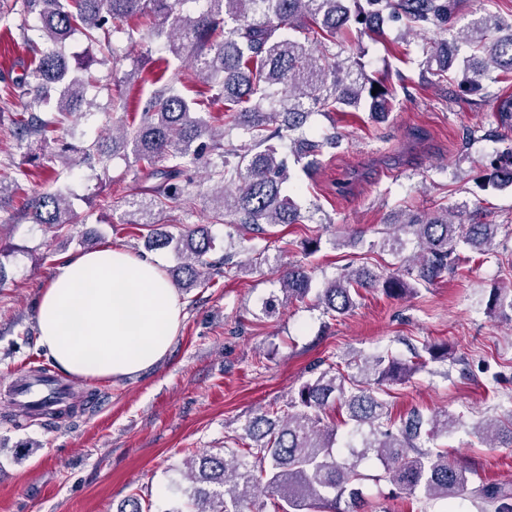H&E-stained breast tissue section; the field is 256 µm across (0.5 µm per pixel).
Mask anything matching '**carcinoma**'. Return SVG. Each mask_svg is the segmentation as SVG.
I'll use <instances>...</instances> for the list:
<instances>
[{
  "label": "carcinoma",
  "instance_id": "obj_1",
  "mask_svg": "<svg viewBox=\"0 0 512 512\" xmlns=\"http://www.w3.org/2000/svg\"><path fill=\"white\" fill-rule=\"evenodd\" d=\"M186 0H26L35 15L41 41L25 40L33 66L12 82L26 111L14 123L19 146L44 138L81 110L88 81L87 67L70 68L65 44L79 30L112 53L110 34L134 31L145 17L149 35L174 56L194 47L190 75L217 89L224 99L223 126L239 131L244 143L224 144L202 115L204 102L163 82L143 105L139 121L121 115L112 122V148L95 141L82 149L80 162L104 164L106 154L131 151L150 166L157 184L129 202V224L156 223V209L183 196L193 184L192 168L215 155L208 179L217 180L213 222L236 216L255 235L274 224H299L310 219L288 194L287 160L273 140L286 139L300 158L317 157L340 144V134L310 138L305 126L315 112H367L385 118L392 111L395 90L389 79L370 76L361 56L335 61L331 47L337 37L356 31L384 39L385 19L401 22L410 31L434 28L448 39L427 54V70L457 84L470 94L493 71L512 75V21L485 13L454 31L461 0H200L195 17L182 18ZM377 93H372L374 85ZM288 115L283 127L267 131L277 115ZM256 145L264 150L253 152ZM169 164L155 166L158 161ZM485 184H512V145L485 162ZM36 224L61 229L78 223L70 198L50 184L26 203ZM503 225L473 224L463 210L440 208L436 213L387 225L378 246L402 259L401 269L385 276L345 268L317 290L324 313L344 315L356 306L360 289L381 286L390 297L406 295L413 285H431L458 268L462 245L487 254L502 245ZM175 245L184 261L177 268L185 288L197 285L202 270L223 272L225 260H208L213 238L208 228L186 226L178 235L156 232L149 249ZM283 299H303L311 292V277L301 265L288 268L281 279ZM512 311V283L492 290L489 312ZM426 355L401 359L391 352L358 356L328 365L304 383L298 396L273 406L244 423L242 434L224 443V453L188 461L189 486H177L181 506L166 512H240L248 499L257 512H336V500L346 498L344 512H362L359 465L376 460L378 479L411 493L420 490L428 502L456 497L468 478L448 461V452L431 449L430 441L463 425V418L446 409L426 417L412 412L398 432L386 402L384 386L403 381L429 362L444 361L447 349L425 347ZM346 409L356 442L348 456L336 458L335 428L323 423L332 406ZM490 448L512 445V422L503 427L495 418L473 426ZM493 512H512V492L491 483L473 490Z\"/></svg>",
  "mask_w": 512,
  "mask_h": 512
}]
</instances>
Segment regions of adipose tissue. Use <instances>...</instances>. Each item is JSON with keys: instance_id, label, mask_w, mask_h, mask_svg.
Listing matches in <instances>:
<instances>
[{"instance_id": "obj_1", "label": "adipose tissue", "mask_w": 512, "mask_h": 512, "mask_svg": "<svg viewBox=\"0 0 512 512\" xmlns=\"http://www.w3.org/2000/svg\"><path fill=\"white\" fill-rule=\"evenodd\" d=\"M181 317L156 260L104 245L52 275L36 307L38 345L68 376L135 378L167 357Z\"/></svg>"}]
</instances>
